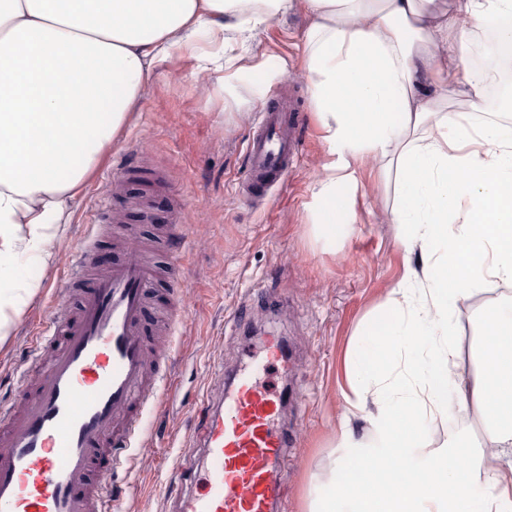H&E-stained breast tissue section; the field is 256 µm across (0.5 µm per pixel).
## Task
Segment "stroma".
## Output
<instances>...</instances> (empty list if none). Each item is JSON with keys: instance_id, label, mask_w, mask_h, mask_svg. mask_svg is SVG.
Returning a JSON list of instances; mask_svg holds the SVG:
<instances>
[{"instance_id": "35a3bbf8", "label": "stroma", "mask_w": 512, "mask_h": 512, "mask_svg": "<svg viewBox=\"0 0 512 512\" xmlns=\"http://www.w3.org/2000/svg\"><path fill=\"white\" fill-rule=\"evenodd\" d=\"M306 26L303 14L289 13L259 30L248 46L255 65L248 73H235L229 63L223 72L209 73L184 52L157 63L133 120L81 188L69 223L48 244L47 261L26 263L36 290L0 337V406L13 400L32 359L36 324L51 316L75 317V304L56 299L61 278L90 232L88 220L107 175L133 167L127 191L144 198L147 209L123 207L130 235L118 244L99 237L92 267L109 270L153 243L160 276L142 320L151 357L166 358L169 384L157 389L162 410H144L136 448L112 473L116 512H175L171 472L194 436L195 405L205 396L222 401L224 377L237 370L256 330L289 344L287 375L273 371L264 380L288 393L280 417L291 440L281 473L288 488L284 512H309L315 487L332 479L342 453L337 432L346 408L347 349L397 288L407 265L420 262L401 247L399 229L389 221L392 189L367 157L357 167V186L338 188L350 203L340 236L327 239L316 231L322 167L332 156L304 71ZM273 97L302 110L306 124L297 162L255 206L240 195L245 147ZM174 218L185 227L188 251L165 238ZM173 264L180 265L183 279L175 296L167 275ZM497 289L488 285L451 316L465 372L478 366L475 348ZM484 425L471 405L418 422L430 450L459 441L483 448L486 438L475 430Z\"/></svg>"}]
</instances>
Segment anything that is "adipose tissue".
<instances>
[{
  "label": "adipose tissue",
  "instance_id": "ef3b65f1",
  "mask_svg": "<svg viewBox=\"0 0 512 512\" xmlns=\"http://www.w3.org/2000/svg\"><path fill=\"white\" fill-rule=\"evenodd\" d=\"M300 8L305 69L330 146L316 208L329 237L368 155L395 178L399 242L419 253L366 322L369 347L349 348L350 415L339 427L346 481L310 512H512V298L487 312L479 369L459 372L448 317L495 279L512 283V126L473 123L493 72L469 67L493 32L512 67V0H0V334L35 286L23 258L41 259L71 205L129 122L155 62L173 52L234 53L271 19ZM465 99L470 109L450 111ZM382 386L357 434L370 385ZM475 404L503 461L473 462L464 448L420 461L415 423L447 413L449 396ZM366 414V413H365ZM489 487L474 503L471 489Z\"/></svg>",
  "mask_w": 512,
  "mask_h": 512
}]
</instances>
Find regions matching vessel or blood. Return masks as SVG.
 Listing matches in <instances>:
<instances>
[{
    "instance_id": "b4317fda",
    "label": "vessel or blood",
    "mask_w": 512,
    "mask_h": 512,
    "mask_svg": "<svg viewBox=\"0 0 512 512\" xmlns=\"http://www.w3.org/2000/svg\"><path fill=\"white\" fill-rule=\"evenodd\" d=\"M305 117L269 105L246 147L245 195L264 198L288 173ZM89 246L64 277L84 281L73 322L50 319L34 338L38 355L8 408L0 407V512H113L108 480L94 477L100 457L120 461L157 402L147 380L145 296L154 272L130 258L108 274L86 278ZM282 399L242 372L225 391L224 413L199 403L206 466L180 512H277L287 489L277 475L289 446L276 422Z\"/></svg>"
}]
</instances>
